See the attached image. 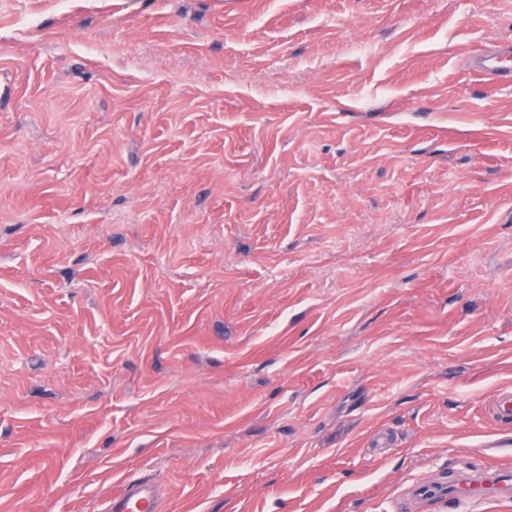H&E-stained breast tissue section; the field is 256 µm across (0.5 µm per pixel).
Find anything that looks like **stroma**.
I'll list each match as a JSON object with an SVG mask.
<instances>
[{"label":"stroma","instance_id":"stroma-1","mask_svg":"<svg viewBox=\"0 0 512 512\" xmlns=\"http://www.w3.org/2000/svg\"><path fill=\"white\" fill-rule=\"evenodd\" d=\"M492 42L512 0H0V512H387L511 458ZM162 496L149 480L126 482L121 490L107 501L104 512H159Z\"/></svg>","mask_w":512,"mask_h":512}]
</instances>
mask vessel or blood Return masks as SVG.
I'll return each instance as SVG.
<instances>
[{
  "label": "vessel or blood",
  "mask_w": 512,
  "mask_h": 512,
  "mask_svg": "<svg viewBox=\"0 0 512 512\" xmlns=\"http://www.w3.org/2000/svg\"><path fill=\"white\" fill-rule=\"evenodd\" d=\"M471 66L484 76L502 84L512 83V53L481 51L473 55ZM512 491V465L491 464L480 468L478 476L454 475L452 479L432 481L424 477L406 488L416 506L432 504L440 512H474L476 504ZM162 496L147 480L126 482L107 501L104 512H160Z\"/></svg>",
  "instance_id": "1"
}]
</instances>
